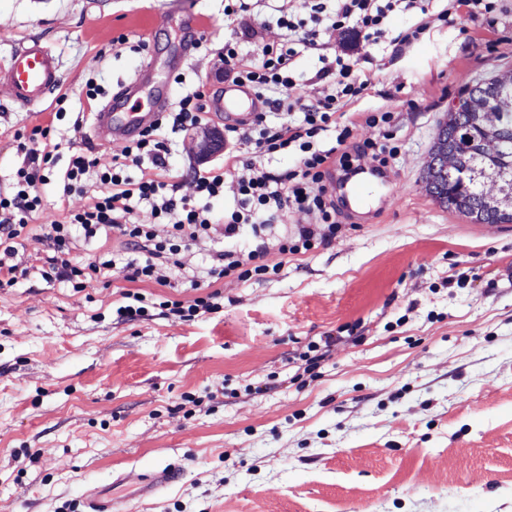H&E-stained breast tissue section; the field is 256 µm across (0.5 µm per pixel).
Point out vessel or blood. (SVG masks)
Here are the masks:
<instances>
[{"label": "vessel or blood", "instance_id": "vessel-or-blood-1", "mask_svg": "<svg viewBox=\"0 0 512 512\" xmlns=\"http://www.w3.org/2000/svg\"><path fill=\"white\" fill-rule=\"evenodd\" d=\"M61 83L60 63L56 53L37 41L20 43L8 58L0 63V87L8 92L7 104L11 109H28L45 102ZM211 111L224 114L230 121L248 120L259 111L261 104L245 86L228 85L223 93L209 102ZM167 107V91L159 89L152 109L117 114L112 107L100 110L94 123L98 141L106 143L115 138H130L157 120ZM179 476L178 466L172 465L144 475L139 482L138 494L148 497ZM120 502L113 498L109 487L92 493L86 501V512H118Z\"/></svg>", "mask_w": 512, "mask_h": 512}]
</instances>
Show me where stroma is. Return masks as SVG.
<instances>
[{
    "label": "stroma",
    "instance_id": "35a3bbf8",
    "mask_svg": "<svg viewBox=\"0 0 512 512\" xmlns=\"http://www.w3.org/2000/svg\"><path fill=\"white\" fill-rule=\"evenodd\" d=\"M494 25H433L409 46L380 44L364 68L368 94L347 109L373 169V112L396 114L399 150L371 192L344 210L331 244L281 260L262 280L214 284L215 313L181 321L150 310L127 320L126 291L189 301L168 285L131 283L115 268L82 291L38 273L46 244L24 241L31 275L0 288V512H83L84 494L111 487L132 512H512V224H476L428 196L421 176L449 107L494 72L512 71V0ZM201 45L180 58L179 12ZM172 18L158 25L164 13ZM224 0H0V60L29 37L60 56L64 105L0 112V192L23 155L15 134L37 126L102 162L126 140L98 143L97 110L123 111L118 91L153 62L178 68L175 93L215 96L225 40ZM98 85L95 102L87 82ZM198 161L175 137L170 174L193 196ZM253 228L213 232L183 249L185 271L206 272L218 250H245ZM336 342L313 372L310 343ZM180 464L151 498L132 493L148 472Z\"/></svg>",
    "mask_w": 512,
    "mask_h": 512
}]
</instances>
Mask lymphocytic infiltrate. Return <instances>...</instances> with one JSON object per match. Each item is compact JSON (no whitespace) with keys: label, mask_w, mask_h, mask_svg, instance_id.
<instances>
[{"label":"lymphocytic infiltrate","mask_w":512,"mask_h":512,"mask_svg":"<svg viewBox=\"0 0 512 512\" xmlns=\"http://www.w3.org/2000/svg\"><path fill=\"white\" fill-rule=\"evenodd\" d=\"M248 8L247 0H225V17L240 26L252 48L244 52L239 43L225 42L224 78L251 88L264 109L247 121L225 125L223 164L192 169L191 180L203 205L177 196L175 185L167 180L169 133L208 121L209 107L202 91L183 97L178 111L162 113L127 148L123 160L108 164L101 163L89 147L74 154L65 170H56L59 142L52 138L50 128H34L28 140L17 145L24 159L10 193L0 194V288L13 286L29 275V267L16 260L17 243L34 231L50 250L40 269L43 279L58 280L81 291L111 270L114 255L108 251L89 263L74 259L73 230L77 227L88 238L103 231L116 233L126 249L135 252V259L125 265L127 281L166 285L160 268L182 270V249L208 238L213 226L208 202L223 196L228 186L235 191L239 206L224 216L225 237L236 236L244 224L257 225L259 232H266L287 213L298 210L312 215L315 223L279 236L278 253L284 257L304 254L330 244L336 236L339 205L326 177L332 166L349 168L357 150L351 141V126L339 123L337 114L364 97L372 84L362 61L382 39L402 46L419 40L432 23L454 22L459 13L491 15L495 0H448L447 8L435 14L430 13L426 0H310L308 18H277V26L285 31L277 44L260 38L258 23L246 22ZM397 13H420L424 19L396 33L391 29V17ZM324 30L336 32L340 43L334 56H322L315 79L324 82L325 88L321 95L310 98L296 88L293 63L299 53L320 49ZM329 130L336 133L335 144L325 149L319 137ZM290 151L300 156L295 168L279 171L263 162L264 157ZM130 164L140 167L139 178L126 175ZM92 172L97 175L99 190L88 205L77 211L60 207L59 219L31 229V220L44 207L40 185L55 178L62 182L64 194H82ZM141 204L149 205L158 222L168 225L166 237H157L150 225L135 222V209ZM141 253L146 256L142 262L137 259ZM267 255L263 242L245 252L217 251L206 275L192 273L187 277L198 297L187 302L166 299L159 306L182 320L202 311H216L219 305L214 293L201 291L202 277L264 278L279 270L278 265L268 263Z\"/></svg>","instance_id":"obj_1"}]
</instances>
